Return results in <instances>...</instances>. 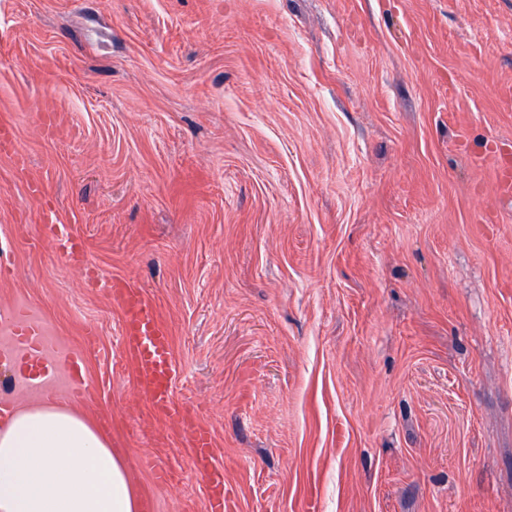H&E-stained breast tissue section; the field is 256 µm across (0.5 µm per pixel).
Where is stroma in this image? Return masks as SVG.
<instances>
[{
	"mask_svg": "<svg viewBox=\"0 0 512 512\" xmlns=\"http://www.w3.org/2000/svg\"><path fill=\"white\" fill-rule=\"evenodd\" d=\"M0 124V310L107 380L2 341L0 403L109 414L151 512H204L50 218L169 327L226 512H512V0H0ZM1 328L14 337L16 348L26 351L36 362L38 374L45 376L41 382L29 381L31 387L44 386L47 378L56 371L62 370L72 386L82 397L90 396V384L82 369V355L70 353L61 358L53 354L47 346L45 331L40 322L31 316L20 314L14 310L2 311L0 314Z\"/></svg>",
	"mask_w": 512,
	"mask_h": 512,
	"instance_id": "1",
	"label": "stroma"
}]
</instances>
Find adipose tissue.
<instances>
[{"instance_id":"adipose-tissue-1","label":"adipose tissue","mask_w":512,"mask_h":512,"mask_svg":"<svg viewBox=\"0 0 512 512\" xmlns=\"http://www.w3.org/2000/svg\"><path fill=\"white\" fill-rule=\"evenodd\" d=\"M124 458L66 406L41 400L0 424V512H141Z\"/></svg>"}]
</instances>
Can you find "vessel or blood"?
Wrapping results in <instances>:
<instances>
[{
    "label": "vessel or blood",
    "mask_w": 512,
    "mask_h": 512,
    "mask_svg": "<svg viewBox=\"0 0 512 512\" xmlns=\"http://www.w3.org/2000/svg\"><path fill=\"white\" fill-rule=\"evenodd\" d=\"M44 233L59 241L63 258L70 263L87 266L82 240L65 234L57 224L45 225ZM103 286L120 308L121 342L136 361L139 385L148 397L154 415L174 420L181 426L191 449L190 468L205 485L206 512H224V472L215 463L211 432L172 396L174 368L167 327L135 282L126 278H110L104 280ZM0 328L13 336L16 348L26 351L35 361L39 375L47 377L63 371L70 386L81 396H88L90 384L82 369L81 354L72 353L65 357L53 354L38 320L13 310L4 311L0 313Z\"/></svg>",
    "instance_id": "obj_1"
}]
</instances>
